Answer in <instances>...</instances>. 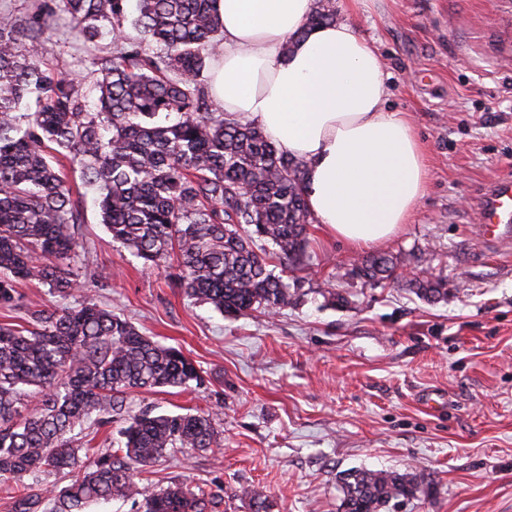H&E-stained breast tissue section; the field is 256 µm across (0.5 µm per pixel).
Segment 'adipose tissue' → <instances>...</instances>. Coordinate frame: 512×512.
I'll use <instances>...</instances> for the list:
<instances>
[{
    "mask_svg": "<svg viewBox=\"0 0 512 512\" xmlns=\"http://www.w3.org/2000/svg\"><path fill=\"white\" fill-rule=\"evenodd\" d=\"M316 0H219L224 40L210 90L304 162L308 209L359 248L391 239L427 188L410 118L386 106L378 47L352 25L308 29Z\"/></svg>",
    "mask_w": 512,
    "mask_h": 512,
    "instance_id": "adipose-tissue-1",
    "label": "adipose tissue"
}]
</instances>
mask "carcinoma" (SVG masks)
<instances>
[{
	"label": "carcinoma",
	"mask_w": 512,
	"mask_h": 512,
	"mask_svg": "<svg viewBox=\"0 0 512 512\" xmlns=\"http://www.w3.org/2000/svg\"><path fill=\"white\" fill-rule=\"evenodd\" d=\"M91 57V100L71 74L24 52L53 30L41 0L28 21L0 13V307L17 303L16 284L38 281L67 298L85 252L84 222L61 161L95 188L102 223L146 265L178 252L186 293L233 317L293 304L296 290L270 269L309 263L305 164L252 123L224 117L205 82L223 40L218 0H57ZM336 20L318 0L308 28ZM110 38L109 45L100 44ZM156 43L162 52L154 54ZM371 281L395 279L387 253L359 267ZM428 301L448 299V283L410 281ZM198 379L182 350L163 346L129 320L82 300L30 312L29 327L0 323V479L25 485L46 471L78 466L74 429L97 415L99 427L123 419L133 389L181 387ZM126 419V418H124ZM124 446L97 455L59 492H24L13 512H90L111 500L142 512H218L222 499L182 483L154 490L141 468L174 448L216 443L211 415L146 410L126 419ZM340 512H381L418 491L417 474L356 469L341 477ZM239 496L267 512V495Z\"/></svg>",
	"instance_id": "cac0c4a2"
}]
</instances>
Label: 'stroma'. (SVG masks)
Here are the masks:
<instances>
[{
    "mask_svg": "<svg viewBox=\"0 0 512 512\" xmlns=\"http://www.w3.org/2000/svg\"><path fill=\"white\" fill-rule=\"evenodd\" d=\"M502 0H377L336 19L378 47L390 109L407 113L426 149L427 190L409 224L378 249L397 256L395 280L358 273L367 248L309 226V266L298 302L249 318L187 296L176 257L144 267L113 243L79 169L77 236L89 253L74 270V300L96 302L162 344L180 348L200 378L138 390L130 413L212 412L216 447L186 449L146 467L145 483H184L226 496V512L255 485L267 512H339L338 478L353 469L419 471L421 492L384 512H512V245L477 237L478 203L490 182L512 176V60L496 25ZM45 64L90 87L68 22L25 45ZM446 280L429 303L409 281ZM18 307L0 323L24 326L34 309L65 304L49 285L19 284ZM340 294L328 302L329 292Z\"/></svg>",
    "mask_w": 512,
    "mask_h": 512,
    "instance_id": "obj_1",
    "label": "stroma"
}]
</instances>
